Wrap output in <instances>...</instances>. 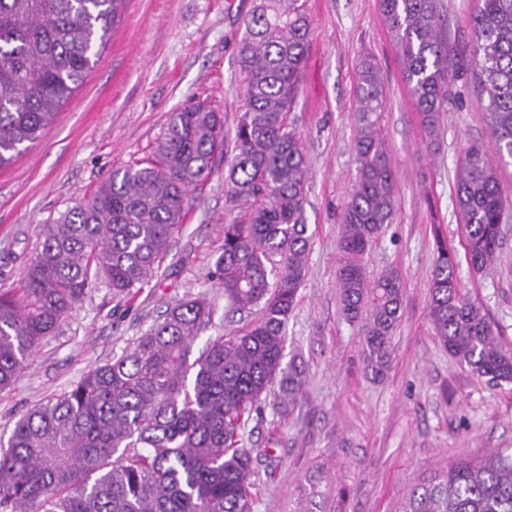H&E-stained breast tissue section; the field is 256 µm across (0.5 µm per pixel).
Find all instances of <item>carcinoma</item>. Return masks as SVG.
I'll return each mask as SVG.
<instances>
[{
  "label": "carcinoma",
  "instance_id": "obj_1",
  "mask_svg": "<svg viewBox=\"0 0 512 512\" xmlns=\"http://www.w3.org/2000/svg\"><path fill=\"white\" fill-rule=\"evenodd\" d=\"M119 0H0V170L37 141L94 67ZM465 61L448 51L434 0H379L403 78L435 148L448 81L476 67L492 146L470 144L455 195L466 260L491 268L512 219L497 163L512 158V0H475ZM299 0H256L238 47L249 76L235 129L227 192L245 205L224 225L215 277L228 312L256 314L243 333L210 340L204 299L166 309L134 345L69 391L22 414L0 450V512H253L258 471L240 431L278 389L291 409L302 371L285 358L284 329L307 275V161L288 123L309 51ZM387 93L376 58L359 62L357 177L344 214L336 272L342 312L361 323L366 371L386 374L401 321V277L371 280L363 257L395 213L382 133ZM224 153V115L205 101L169 116L147 160L114 170L93 195L47 225L21 288L0 292V392L102 280L126 298L154 277L183 223L190 191ZM456 255L438 243L429 318L442 345L477 378L512 381V352L466 297ZM398 512H512V448L463 457L415 485Z\"/></svg>",
  "mask_w": 512,
  "mask_h": 512
}]
</instances>
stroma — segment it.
<instances>
[{
  "label": "stroma",
  "instance_id": "stroma-1",
  "mask_svg": "<svg viewBox=\"0 0 512 512\" xmlns=\"http://www.w3.org/2000/svg\"><path fill=\"white\" fill-rule=\"evenodd\" d=\"M311 26L300 93L288 121L309 162L306 215L309 274L286 326V360L304 372L294 409L268 397L243 431L258 450L253 512H396L420 481L464 456L512 448V383L474 377L441 345L428 317V277L437 237L462 249L454 180L464 146L490 134L476 76L448 86L441 146L429 152L399 54L378 0H302ZM452 53L472 44L474 0H435ZM254 0H119L114 25L85 81L39 140L0 170V290L18 287L47 224L91 196L113 170L150 156L171 112L204 101L224 114L233 149L248 76L238 46ZM382 67V128L394 173L396 215L365 256L370 276L398 272L403 316L386 376L365 371L361 326L345 320L336 283L341 218L356 177V75L361 56ZM216 156L194 190L183 225L157 274L125 299L106 283L88 289L47 337L9 391L0 393V440L19 416L70 390L92 367L130 348L168 306L209 301L215 313L194 346L241 333L247 315H229L212 276L224 226L241 209ZM464 292L478 302L499 341L512 350V225L492 270L460 263Z\"/></svg>",
  "mask_w": 512,
  "mask_h": 512
}]
</instances>
